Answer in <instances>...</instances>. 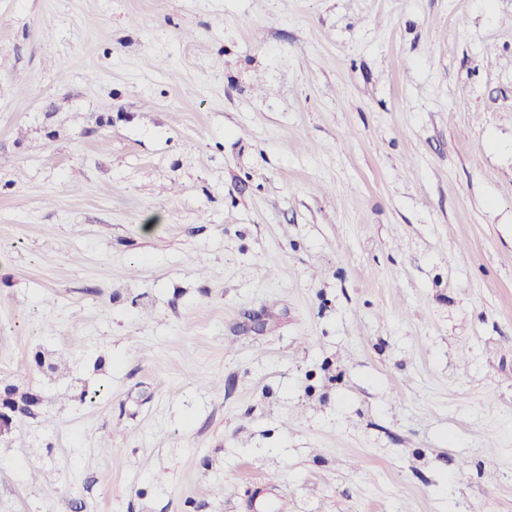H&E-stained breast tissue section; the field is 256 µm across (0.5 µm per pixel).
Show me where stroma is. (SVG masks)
<instances>
[{
    "label": "stroma",
    "instance_id": "1",
    "mask_svg": "<svg viewBox=\"0 0 512 512\" xmlns=\"http://www.w3.org/2000/svg\"><path fill=\"white\" fill-rule=\"evenodd\" d=\"M7 384L0 512H512V0H0Z\"/></svg>",
    "mask_w": 512,
    "mask_h": 512
}]
</instances>
